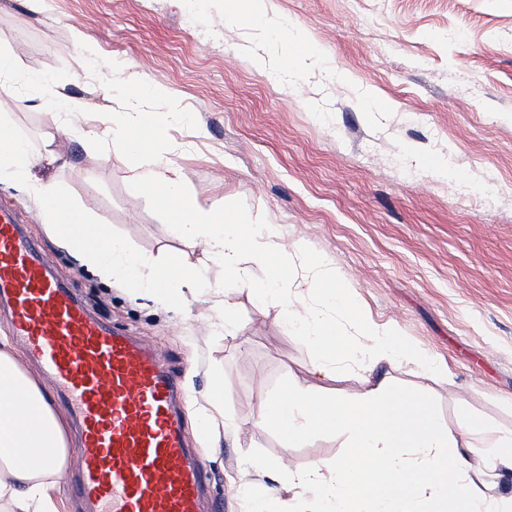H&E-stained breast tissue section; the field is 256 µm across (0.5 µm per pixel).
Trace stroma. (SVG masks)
I'll return each instance as SVG.
<instances>
[{
    "mask_svg": "<svg viewBox=\"0 0 512 512\" xmlns=\"http://www.w3.org/2000/svg\"><path fill=\"white\" fill-rule=\"evenodd\" d=\"M283 25H239L245 0L226 14L207 0H0V49L16 48L20 73L41 76L53 96L37 107L14 105L30 86L0 79V126L34 149L52 143L49 174L130 248L169 275L200 268L234 304L236 335L214 333L215 312L194 301L186 314L167 311L120 284L81 268L50 235L35 199L0 184L27 235L45 249L56 276L99 320L151 345L176 374L186 399L182 425L208 476L216 512H241L229 489L246 474L276 498H288L273 462L294 469L349 456L325 432L284 448L271 429L252 424L261 402L292 380L352 397L364 376L316 371L314 349L286 327L278 309L259 306L250 290L225 280L202 247L181 236L121 162L62 136L55 99L75 120L105 132L125 100L145 88L149 112L180 108L190 126L172 125L185 188L206 203L272 225L290 252L288 273L325 259L351 284L365 318L396 323L446 368L426 377L416 361L387 368L394 384L425 387L447 425L476 418L512 431V198L492 210L464 202L486 176L512 180V0H272ZM79 28L94 57L64 51ZM305 35L316 72L289 76L283 64ZM261 46L274 69L253 64ZM137 65L139 79L112 85L114 62ZM455 156L443 168V157ZM414 169L404 179L400 166ZM243 420H222L201 437L199 420L215 401Z\"/></svg>",
    "mask_w": 512,
    "mask_h": 512,
    "instance_id": "obj_1",
    "label": "stroma"
}]
</instances>
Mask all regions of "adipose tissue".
I'll return each instance as SVG.
<instances>
[{
    "label": "adipose tissue",
    "instance_id": "obj_1",
    "mask_svg": "<svg viewBox=\"0 0 512 512\" xmlns=\"http://www.w3.org/2000/svg\"><path fill=\"white\" fill-rule=\"evenodd\" d=\"M184 119L175 110L143 112L130 102L113 113L111 138L71 119L62 123L61 131L91 141L104 159L118 157L142 187L158 193L162 211L177 218L182 236L201 241L209 256L240 287L251 289L258 302L280 307L284 324L316 349L318 374L326 377L351 367L371 377L368 387L351 398L325 396L294 380L286 393L260 404L254 425L275 429L287 444L329 431L344 436L353 453L305 469H280L281 481L293 494L289 501L274 504L239 486L245 512H291L294 503L299 512H512L511 496L476 489L468 462L476 455L488 467H512V432L475 420L462 431L447 426L422 391L376 377L380 366L418 357L415 345L397 326L365 320L347 279L326 260L307 267L301 288L317 287L321 294L314 302L304 301L301 289L292 288L287 267L271 259L280 249L273 230H260L188 193L185 174L172 160L174 147L163 138L166 123ZM55 159L52 147L37 152L20 136L0 137V182L34 194L39 215L60 247L102 282H131L136 296L150 297L178 314L190 298L206 295L219 313L221 332H233L223 289L211 286L199 271L186 270L178 285H171L156 263L132 253L106 225H95L100 244L88 243L79 231L93 225L86 209L72 203L63 212L46 207V198L63 195L45 173ZM68 218L79 221V228L65 226ZM247 255L268 265L264 281L254 280L244 268ZM349 326L358 333L357 342L348 341ZM0 375L11 384L9 396L0 398V512H57L54 478L69 460L63 424L46 391L28 375L4 336Z\"/></svg>",
    "mask_w": 512,
    "mask_h": 512
}]
</instances>
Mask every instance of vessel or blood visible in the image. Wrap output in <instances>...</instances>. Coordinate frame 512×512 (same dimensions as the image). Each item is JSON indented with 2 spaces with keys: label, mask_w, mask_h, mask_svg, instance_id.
<instances>
[{
  "label": "vessel or blood",
  "mask_w": 512,
  "mask_h": 512,
  "mask_svg": "<svg viewBox=\"0 0 512 512\" xmlns=\"http://www.w3.org/2000/svg\"><path fill=\"white\" fill-rule=\"evenodd\" d=\"M0 303L78 424L72 490L84 512H208L206 476L183 435L177 380L141 341L94 317L4 209Z\"/></svg>",
  "instance_id": "1"
}]
</instances>
